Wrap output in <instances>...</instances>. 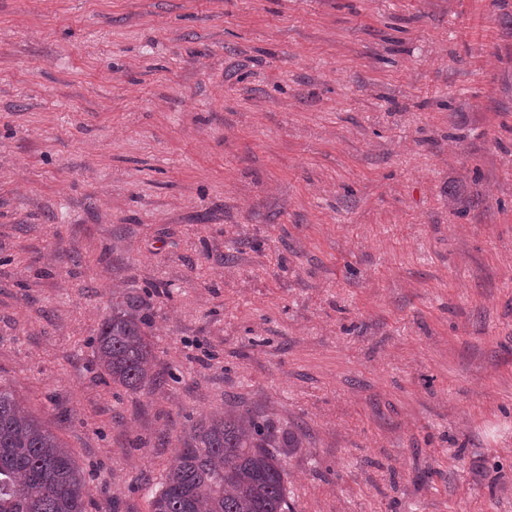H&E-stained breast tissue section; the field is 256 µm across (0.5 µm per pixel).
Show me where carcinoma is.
I'll return each mask as SVG.
<instances>
[{"label":"carcinoma","mask_w":512,"mask_h":512,"mask_svg":"<svg viewBox=\"0 0 512 512\" xmlns=\"http://www.w3.org/2000/svg\"><path fill=\"white\" fill-rule=\"evenodd\" d=\"M149 324L145 303L124 295L98 327V365L132 392L155 384ZM299 447L294 432L248 410L212 416L185 432L180 463L152 498L151 512H288L285 470L271 449ZM0 512H87L71 452L3 388Z\"/></svg>","instance_id":"obj_1"}]
</instances>
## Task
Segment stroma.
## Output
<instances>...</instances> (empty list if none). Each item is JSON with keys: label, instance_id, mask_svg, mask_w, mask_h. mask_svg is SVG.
Instances as JSON below:
<instances>
[{"label": "stroma", "instance_id": "1", "mask_svg": "<svg viewBox=\"0 0 512 512\" xmlns=\"http://www.w3.org/2000/svg\"><path fill=\"white\" fill-rule=\"evenodd\" d=\"M0 386L89 512L245 410L292 512H512V0H0ZM145 303L136 296L112 299V314L99 325L97 361L112 384L137 392L153 386L155 345L146 328L150 318Z\"/></svg>", "mask_w": 512, "mask_h": 512}]
</instances>
